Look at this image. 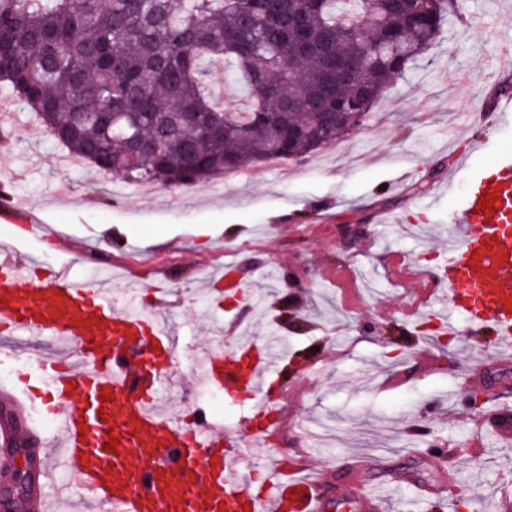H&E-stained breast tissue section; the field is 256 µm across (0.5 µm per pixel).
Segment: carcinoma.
I'll return each mask as SVG.
<instances>
[{
  "mask_svg": "<svg viewBox=\"0 0 512 512\" xmlns=\"http://www.w3.org/2000/svg\"><path fill=\"white\" fill-rule=\"evenodd\" d=\"M448 0H0V90L128 184L301 158L366 122ZM378 30L379 45L361 32ZM246 95L224 111L217 71ZM21 501L36 476L5 477Z\"/></svg>",
  "mask_w": 512,
  "mask_h": 512,
  "instance_id": "carcinoma-1",
  "label": "carcinoma"
}]
</instances>
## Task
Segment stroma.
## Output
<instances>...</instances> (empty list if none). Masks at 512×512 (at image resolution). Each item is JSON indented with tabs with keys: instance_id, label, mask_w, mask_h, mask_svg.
I'll return each mask as SVG.
<instances>
[{
	"instance_id": "35a3bbf8",
	"label": "stroma",
	"mask_w": 512,
	"mask_h": 512,
	"mask_svg": "<svg viewBox=\"0 0 512 512\" xmlns=\"http://www.w3.org/2000/svg\"><path fill=\"white\" fill-rule=\"evenodd\" d=\"M441 42L406 71L372 108L364 127L288 167L243 169L235 184L214 178L142 196L90 164L74 167L62 144L34 112L13 105L0 128L13 134L0 149V173L16 207L36 213L45 233H15L0 223V251L31 262L39 276L70 268L93 279L112 267L114 301L148 299L162 280L164 311L180 344L164 399L178 413L219 424L249 417L252 400L209 385L193 356L214 346L236 351L242 306L215 298L204 271L252 283L269 310L293 298L296 319L257 318L250 335L268 339L273 360L303 361L280 372L283 418L250 465L264 473L269 453L289 466L306 462L342 470L369 457L402 470L406 482L388 512L415 502L423 483L476 487L487 503L512 492V434L497 414L512 412V358L493 339L472 338L458 323L453 338L435 340L437 319L427 297L439 253L448 242V216L498 151H512V125L492 122L448 129L461 112H490L512 70L499 72V52L512 43V0H457ZM487 150H478V143ZM456 182L448 173L458 160ZM70 192L60 193V183ZM207 225L199 241L193 230ZM340 224H363L351 247L336 240ZM486 392L483 412L466 398ZM57 512H103L81 499L65 468L50 477Z\"/></svg>"
}]
</instances>
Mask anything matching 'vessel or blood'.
I'll return each instance as SVG.
<instances>
[{
  "label": "vessel or blood",
  "mask_w": 512,
  "mask_h": 512,
  "mask_svg": "<svg viewBox=\"0 0 512 512\" xmlns=\"http://www.w3.org/2000/svg\"><path fill=\"white\" fill-rule=\"evenodd\" d=\"M487 189L495 198L490 214L481 208ZM448 221L454 234L434 276L435 304L451 305L454 316L441 319L440 329L454 330L460 318L470 335L512 341V156L469 188ZM0 329L14 336L46 332L66 347L58 356L27 359L26 375L41 385V398L22 403L0 395V405L22 418L21 426L0 428L1 470L15 465L12 448L38 440L33 417H47L62 463L108 512H327L324 478L299 468L286 479L276 465L264 477L266 493L253 494L246 464L253 440L208 421L190 426L156 408L168 371L142 362L153 351L169 353L178 341L153 315L115 308L102 290L66 271L34 283L4 254ZM244 353L250 356L245 373L239 369ZM205 366L208 384L246 388L258 416L274 424L276 402L262 379L271 366L268 343L246 342L239 354L210 352ZM112 437L117 447L110 453L104 445ZM35 460L40 482L24 503L28 510L44 503L51 467L47 449H36ZM367 486L363 469H356L338 499L353 512H382Z\"/></svg>",
  "instance_id": "b4317fda"
}]
</instances>
